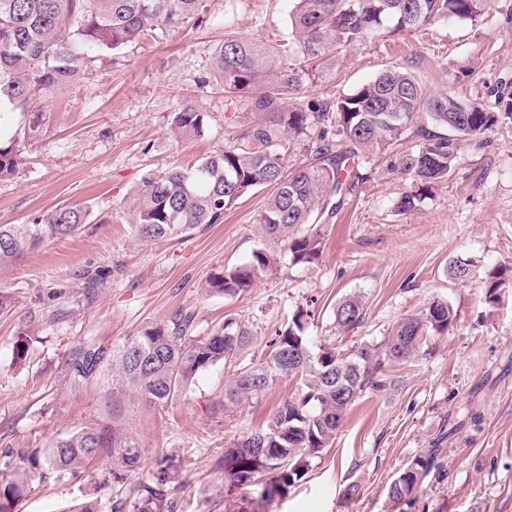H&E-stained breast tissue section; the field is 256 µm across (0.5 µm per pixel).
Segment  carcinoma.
Here are the masks:
<instances>
[{"instance_id": "1", "label": "carcinoma", "mask_w": 512, "mask_h": 512, "mask_svg": "<svg viewBox=\"0 0 512 512\" xmlns=\"http://www.w3.org/2000/svg\"><path fill=\"white\" fill-rule=\"evenodd\" d=\"M291 2L295 48L231 36L216 50L212 66L224 89V107L247 110L254 119L233 147L145 180L131 206L140 240L178 239L217 224L245 195L264 186L272 188L259 220L264 241L284 245L292 264H314L321 254L314 227L356 192L372 161L385 158L390 170L409 176L413 189L400 197L398 209L412 211L448 180L467 142L499 121L479 103L428 93L410 71L395 65L334 100L285 110V100L300 95L320 66L343 49L381 31L416 29L441 17L474 20L487 0ZM199 9L200 0H0V100L19 111L25 133L34 138L39 125L29 108L39 94L79 83L94 63L112 64L113 52L194 19ZM205 124V115L188 105L171 113L176 137L199 136ZM314 128L312 161L288 170L290 141L305 140ZM20 165L17 138L0 143V180L14 176ZM89 215L75 205L31 224H0V271L46 241L71 234ZM273 264L263 245L248 261L212 274L203 288L238 297ZM363 318L362 302L354 296L336 307V323L346 330L359 327ZM456 320L454 307L435 299L401 319L384 341L351 350L311 349L302 323L294 320L267 356L241 371L224 393L234 403L282 378L296 381V390L265 428L225 446L224 512H264L288 495L312 460L333 445L354 402L389 385L385 364L411 357L424 337L447 332ZM191 323V317L177 314L118 346L80 343L67 366L69 384L97 381L128 388L162 407L249 341L232 317L199 337L192 335ZM440 453L430 448L404 464L388 486L389 500H413L425 483L443 481ZM139 461V441L101 422L58 435L43 448H1L0 512H17L32 476L75 474L95 463V487H118L110 512H178L176 479L183 457L166 453L152 478L131 481ZM243 486L259 487V496L237 497Z\"/></svg>"}]
</instances>
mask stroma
<instances>
[{
	"label": "stroma",
	"mask_w": 512,
	"mask_h": 512,
	"mask_svg": "<svg viewBox=\"0 0 512 512\" xmlns=\"http://www.w3.org/2000/svg\"><path fill=\"white\" fill-rule=\"evenodd\" d=\"M290 8L289 0H201L197 19L118 50L113 66L95 64L79 85L44 99L37 138L25 137L17 114L0 115L22 138L19 174L0 181V224H29L74 205L90 211L73 234L0 273V296L10 303L0 314V448H42L101 420L137 436L140 477L152 475L161 453L184 456L179 512H224L217 461L225 445L264 428L295 390L284 378L225 404L241 368L258 363L293 319L312 347L347 349L383 340L438 298L453 305L457 321L427 337L409 363L386 364L388 387L357 400L333 446L268 512H512V120L467 145L447 182L413 211L396 208L410 180L377 161L357 194L319 225L317 263L281 260L235 298L202 284L261 244L268 188L188 237H135L129 211L144 179L224 151L248 120L243 113L226 120L224 92L212 79L225 16L239 36L283 44ZM388 65L408 68L432 92L503 111L512 106V0H491L474 20L442 18L424 31L367 38L330 60L297 103L349 92ZM182 105L204 113L203 134L171 135L169 115ZM453 260L467 263L468 281L449 279ZM87 272L103 282L90 300L76 292ZM65 285L73 294L52 299ZM350 296L361 299L365 319L345 331L334 309ZM177 313L193 317L198 336L232 316L251 339L163 407L129 389L66 384L79 343L118 345ZM23 330L31 340L18 363L13 350ZM473 410L480 423L469 422ZM439 440L447 481L422 488L412 503L390 502L393 476ZM93 483L88 472L31 479L18 512H71ZM352 484L356 495L345 497Z\"/></svg>",
	"instance_id": "1"
}]
</instances>
